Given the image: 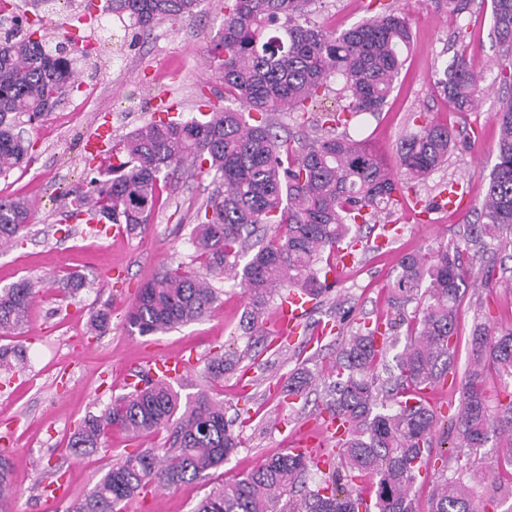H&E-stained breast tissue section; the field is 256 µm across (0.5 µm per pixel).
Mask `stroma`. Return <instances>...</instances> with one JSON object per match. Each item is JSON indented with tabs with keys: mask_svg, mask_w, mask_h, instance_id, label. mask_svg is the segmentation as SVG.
<instances>
[{
	"mask_svg": "<svg viewBox=\"0 0 512 512\" xmlns=\"http://www.w3.org/2000/svg\"><path fill=\"white\" fill-rule=\"evenodd\" d=\"M389 2L405 16L414 43L382 112L360 116L348 131L368 138L374 152L393 167L401 138L421 120L454 126L467 136L466 145L450 152L447 163L418 184L417 193L431 199L455 180L469 189L475 203L481 202L496 162L494 113L505 90L495 88L474 110L461 113L435 91L434 79L443 61L460 54L485 81L493 80L500 54L490 37L491 0H471L459 17L449 14L445 0ZM371 14L370 0H325L314 19L326 29L341 31ZM223 18L224 0H205L193 20L160 21L151 37L136 45L123 31L109 37L92 30L89 40L95 52L81 60L79 70L83 82L97 86L100 108L86 113L76 138L58 123L44 122L32 129V161L0 177V196L24 195L33 203L27 237L0 250V288L22 278L45 284L28 326L0 335V348L19 349L24 355L13 371L0 368V449L8 451L13 463L11 512H42V489L55 479L64 486L66 498L54 512H66L70 501L87 493L108 465L132 451L134 441L121 432L112 433L104 454L76 457L67 442L87 413H99L113 397L126 392L131 365L186 347L197 352L200 363L176 383V390L185 397L210 388L223 400L227 416L236 419L241 445L203 479L131 499L125 512H190L212 487L283 452L291 432L314 431L321 390L290 403L276 392V383L298 367L317 379L327 378L343 334L362 322L392 318L388 286L400 256L460 242L463 227L476 219L471 207L455 216L436 210L417 223L404 205H397L389 218L399 229L395 239L380 250L358 251L336 288L309 313L304 330L285 346L276 337L244 332L247 298L241 287L218 277L211 280L219 301L210 316L156 336L130 334L125 314L146 280L177 266L202 272L192 231L198 210L217 184L211 175L179 167L145 229L118 238L111 226L72 216L70 194L87 176L82 162L85 141L103 124L111 127L113 139H120L157 119L161 108L172 103L177 104L179 117L188 119L197 115L200 97L223 96L221 81L203 76V56L218 39ZM488 270L493 277L487 283L483 277ZM69 274L83 281L77 292L58 286L59 278ZM468 278L473 285L458 312L455 369L432 395L438 413L448 417L455 416L461 405L474 327L512 330V259L495 251L474 257ZM105 303L112 306L110 329L102 336L89 335L92 310ZM327 322L340 325V332L310 343L312 331ZM219 346L233 356L236 366L223 381L213 382L204 364Z\"/></svg>",
	"mask_w": 512,
	"mask_h": 512,
	"instance_id": "1",
	"label": "stroma"
}]
</instances>
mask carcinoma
I'll return each mask as SVG.
<instances>
[{"label":"carcinoma","instance_id":"cac0c4a2","mask_svg":"<svg viewBox=\"0 0 512 512\" xmlns=\"http://www.w3.org/2000/svg\"><path fill=\"white\" fill-rule=\"evenodd\" d=\"M201 0H106L104 12L138 41L155 22L191 19ZM324 0H224L219 43L209 56L210 76L224 82L227 105L206 98L190 119L151 121L112 144L107 178L93 176L76 191L75 216L85 222L116 224L133 233L148 224L167 170L186 161L220 181L194 227L198 258L213 276L244 288L248 299L242 327L261 332V319L274 292L287 288L319 299L332 288L324 255L337 245L358 243L360 223L368 224L397 197L416 191L448 161L459 133L424 122L403 137L397 179L365 138L353 139L337 128L360 114L382 110L411 48L405 18L385 3L377 15L339 33L311 21L313 6ZM492 30L507 63L494 82L512 85V0H491ZM42 19L20 24L15 10H0V176L29 159L32 144L15 132L20 118L33 124L57 105L78 82L68 39L56 43L40 35ZM341 84L340 104L313 112ZM483 78L456 55L436 74L435 86L459 112L471 111L484 94ZM292 111L309 113L320 134L293 147L274 131L270 117ZM496 163L490 173L477 221L466 225L464 244H441L426 253L402 255L390 285V305L398 320L383 331L363 327L345 339L324 383L323 410L346 423L334 468L314 486L306 484L310 460L278 454L245 475L211 489L192 512H414L412 491L430 462L441 419L420 391L441 382L454 366L451 338L466 293L467 254L512 248V97L499 102ZM31 204L0 197V247L30 228ZM39 285L28 278L0 289V335L23 329ZM218 296L209 282L178 266L146 282L127 313L130 331L140 336L166 333L210 315ZM417 303L421 308L408 311ZM110 309L92 314L91 327L108 331ZM408 324L403 349L385 380L386 356L397 338L389 333ZM233 360L218 352L207 363L213 380L224 379ZM496 375L512 387V331L478 325L472 334L471 360L461 410L450 421L457 455L448 470L441 465L429 512H512V473L500 496L474 495L483 472L472 456L504 434L508 453L496 459L502 472L512 467L511 401L489 409L486 377ZM316 382L306 369L288 376L285 392L301 398ZM113 431L138 439L164 431L165 445L127 454L112 464L69 512H121L122 505L147 489L178 487L217 468L240 445L225 419L224 401L208 391L181 399L168 380L141 378V384L114 398L98 414L84 417L71 435L75 455L107 451ZM371 485L369 504L356 480ZM11 471L0 455V512L10 499Z\"/></svg>","mask_w":512,"mask_h":512}]
</instances>
